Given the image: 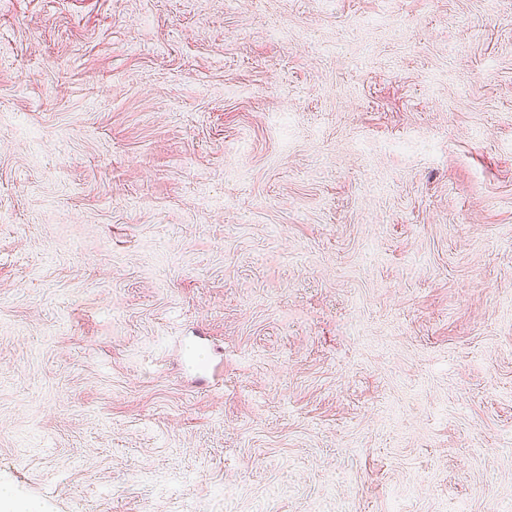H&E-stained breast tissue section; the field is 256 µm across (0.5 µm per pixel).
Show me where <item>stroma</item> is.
I'll use <instances>...</instances> for the list:
<instances>
[{
    "instance_id": "stroma-1",
    "label": "stroma",
    "mask_w": 512,
    "mask_h": 512,
    "mask_svg": "<svg viewBox=\"0 0 512 512\" xmlns=\"http://www.w3.org/2000/svg\"><path fill=\"white\" fill-rule=\"evenodd\" d=\"M0 484L512 512V0H0Z\"/></svg>"
}]
</instances>
